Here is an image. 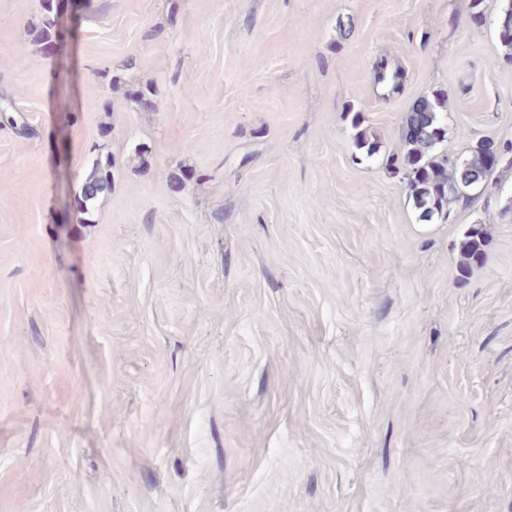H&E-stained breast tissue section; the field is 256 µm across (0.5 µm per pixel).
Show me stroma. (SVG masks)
I'll use <instances>...</instances> for the list:
<instances>
[{"mask_svg":"<svg viewBox=\"0 0 512 512\" xmlns=\"http://www.w3.org/2000/svg\"><path fill=\"white\" fill-rule=\"evenodd\" d=\"M96 5L60 59L0 0V512H512V170L422 222L385 167L434 91L512 141L502 0ZM353 113L351 118L352 129L355 130L353 134V146L355 148V156L359 159L369 160L377 154L378 145L376 138L371 134L369 128L363 127L364 117L361 112ZM111 169L112 165L108 159L103 162L97 158L84 172L81 189L75 199L76 207L84 214L91 213L98 200L112 190ZM486 246L487 239L483 225H473L465 234L460 245L458 270L461 276L467 275L475 264L482 262L485 257Z\"/></svg>","mask_w":512,"mask_h":512,"instance_id":"1","label":"stroma"}]
</instances>
